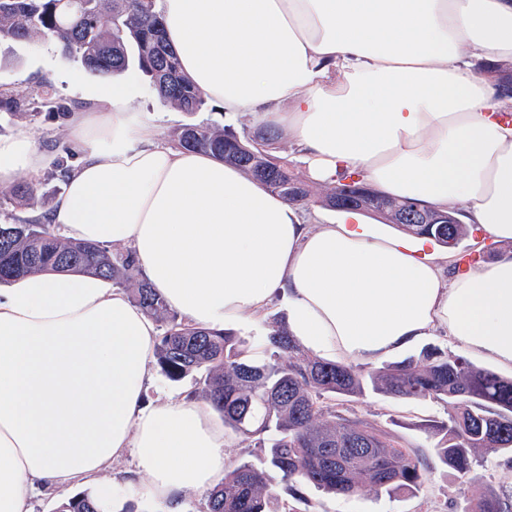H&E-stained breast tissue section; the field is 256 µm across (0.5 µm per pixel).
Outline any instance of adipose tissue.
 Masks as SVG:
<instances>
[{"label":"adipose tissue","instance_id":"obj_1","mask_svg":"<svg viewBox=\"0 0 512 512\" xmlns=\"http://www.w3.org/2000/svg\"><path fill=\"white\" fill-rule=\"evenodd\" d=\"M184 72L226 115L288 134L309 178L338 174L432 207L459 204L483 236L512 241V126L472 71L512 60V0H159ZM107 87L69 118L84 151L50 222L64 238L131 250L168 307L221 329L260 323L281 298L314 355L375 365L442 332L512 368V259L444 277L419 242L309 224L299 206L239 169L158 140ZM57 160L30 133L0 138V185ZM157 329L109 280L27 276L0 292V512H29L36 488L95 480L135 449L139 488L180 512L221 483L224 428L177 395L149 406Z\"/></svg>","mask_w":512,"mask_h":512}]
</instances>
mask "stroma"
I'll return each mask as SVG.
<instances>
[{
    "label": "stroma",
    "instance_id": "stroma-1",
    "mask_svg": "<svg viewBox=\"0 0 512 512\" xmlns=\"http://www.w3.org/2000/svg\"><path fill=\"white\" fill-rule=\"evenodd\" d=\"M132 78L138 84L132 106L153 120L163 141H172L174 132L188 122L220 124L225 121L223 109L211 101L192 115L164 102L137 67H129L107 80L88 73L79 64L64 60L48 40L36 38L24 44L0 43V91L22 99H30L40 92L72 110H84L92 108L97 89L111 82L123 84ZM22 130L31 133L40 148L50 151L69 142L67 121L42 116L30 120L0 113V137H9ZM336 408L344 415L389 431L404 447L417 450L428 459L432 458L441 438L433 425L448 419V407L443 402L397 400L371 392L361 398L337 400ZM473 492V487L459 484L453 471L437 466L421 491L414 495L369 490L354 496L326 495L313 486L303 485L291 506L294 512H466Z\"/></svg>",
    "mask_w": 512,
    "mask_h": 512
}]
</instances>
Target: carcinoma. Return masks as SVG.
Here are the masks:
<instances>
[{"mask_svg":"<svg viewBox=\"0 0 512 512\" xmlns=\"http://www.w3.org/2000/svg\"><path fill=\"white\" fill-rule=\"evenodd\" d=\"M38 36L96 76L111 77L137 66L162 100L182 112H199L205 105L165 38L157 0H0V41ZM25 107L26 102L0 92V112L17 115ZM278 139L277 132L261 126L238 133L201 122L178 128L174 144L240 169L291 203L336 208V195L344 193L349 176H340L314 198L273 154ZM9 195L20 205L43 203L36 180L15 185ZM404 206L401 199L376 193L353 210L448 248L466 235L464 224L403 222L398 214ZM48 271L102 276L130 290L149 318L165 324L155 360L168 380L196 376L199 396L239 435L249 439L275 432L262 464L240 463L207 492L205 512H282L286 504L268 482V468L281 474L293 497L302 482L334 495L354 496L366 489L419 492L432 470L425 458L401 447L390 432L336 411V398H356L369 390L394 399L446 403L448 422L441 426L434 457L470 484L477 482L476 453L507 455L512 461V378L462 355L428 346L416 358L365 370L309 354L290 336L286 323L276 321L263 342L265 356L255 357L249 341L233 332L177 319L131 253L69 241L42 221L1 223L0 283ZM56 512L102 508L90 493L80 492L62 501ZM467 512H512V503L484 490L472 496Z\"/></svg>","mask_w":512,"mask_h":512,"instance_id":"1","label":"carcinoma"}]
</instances>
